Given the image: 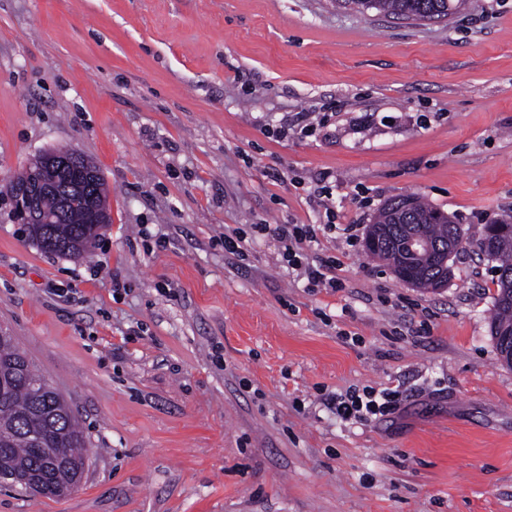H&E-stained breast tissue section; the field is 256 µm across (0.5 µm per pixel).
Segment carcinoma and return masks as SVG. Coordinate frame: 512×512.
Returning <instances> with one entry per match:
<instances>
[{"mask_svg": "<svg viewBox=\"0 0 512 512\" xmlns=\"http://www.w3.org/2000/svg\"><path fill=\"white\" fill-rule=\"evenodd\" d=\"M340 7L365 14L375 10L405 20H442L476 5L474 0H336ZM511 223L494 236L483 235L492 246L496 269L512 273ZM28 233L42 250L76 257L100 238L91 224L73 221L30 224ZM416 234L430 250L416 255L406 248ZM462 229L444 211L421 198L401 196L383 207L367 227L368 255L397 266L418 288H439L450 274L444 260L456 252ZM491 333L512 336V276L498 277ZM42 376L14 337L0 331V481L35 482L33 492L61 498L83 479L86 438L71 409L59 394L42 390Z\"/></svg>", "mask_w": 512, "mask_h": 512, "instance_id": "cac0c4a2", "label": "carcinoma"}]
</instances>
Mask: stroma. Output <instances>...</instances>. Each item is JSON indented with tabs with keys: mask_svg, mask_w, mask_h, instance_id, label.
<instances>
[{
	"mask_svg": "<svg viewBox=\"0 0 512 512\" xmlns=\"http://www.w3.org/2000/svg\"><path fill=\"white\" fill-rule=\"evenodd\" d=\"M415 23L334 0H0V327L86 436L80 488L0 512H512V369L483 227L512 215V0ZM304 117L309 134L284 122ZM100 170L91 257L42 251L7 188ZM423 196L467 238L432 292L362 242ZM255 224H311L307 288ZM247 231L244 258L228 231ZM393 390L342 420L331 394Z\"/></svg>",
	"mask_w": 512,
	"mask_h": 512,
	"instance_id": "35a3bbf8",
	"label": "stroma"
}]
</instances>
